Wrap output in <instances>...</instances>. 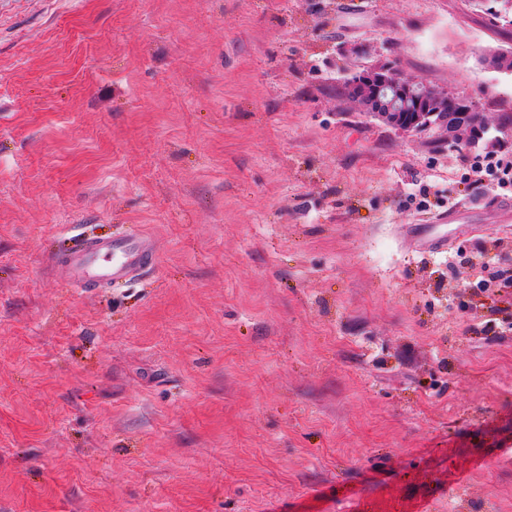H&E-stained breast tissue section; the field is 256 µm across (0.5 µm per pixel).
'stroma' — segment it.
<instances>
[{"mask_svg": "<svg viewBox=\"0 0 512 512\" xmlns=\"http://www.w3.org/2000/svg\"><path fill=\"white\" fill-rule=\"evenodd\" d=\"M491 5L0 0V512H512ZM379 60L484 143L343 99ZM134 232L132 283L57 279ZM156 259L149 237L80 240L53 261L58 279L70 288H112L133 281Z\"/></svg>", "mask_w": 512, "mask_h": 512, "instance_id": "35a3bbf8", "label": "stroma"}]
</instances>
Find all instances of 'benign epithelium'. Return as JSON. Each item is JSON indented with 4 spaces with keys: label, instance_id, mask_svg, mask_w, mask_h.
<instances>
[{
    "label": "benign epithelium",
    "instance_id": "benign-epithelium-1",
    "mask_svg": "<svg viewBox=\"0 0 512 512\" xmlns=\"http://www.w3.org/2000/svg\"><path fill=\"white\" fill-rule=\"evenodd\" d=\"M352 84L370 86V90L352 98L360 110L398 131L435 128L454 147L469 140L464 115L450 116L431 106L432 100L448 97L447 91L430 83L416 84L386 61L362 68Z\"/></svg>",
    "mask_w": 512,
    "mask_h": 512
}]
</instances>
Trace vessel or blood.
<instances>
[{
    "mask_svg": "<svg viewBox=\"0 0 512 512\" xmlns=\"http://www.w3.org/2000/svg\"><path fill=\"white\" fill-rule=\"evenodd\" d=\"M155 259L147 236L101 237L78 241L55 257L53 267L69 287L109 288L133 281Z\"/></svg>",
    "mask_w": 512,
    "mask_h": 512,
    "instance_id": "1",
    "label": "vessel or blood"
}]
</instances>
